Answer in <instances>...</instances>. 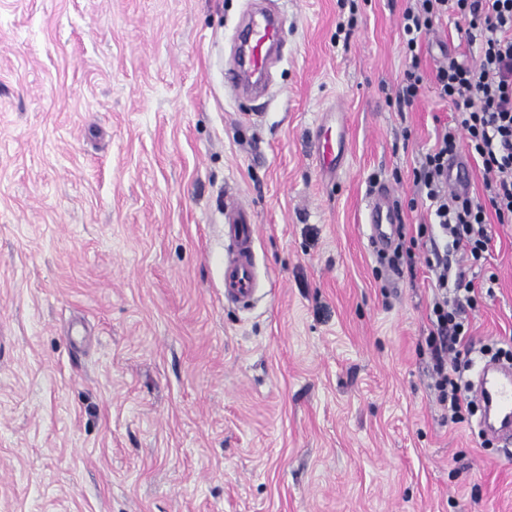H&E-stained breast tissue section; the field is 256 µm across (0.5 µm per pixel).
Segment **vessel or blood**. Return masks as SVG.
Masks as SVG:
<instances>
[{
    "instance_id": "1",
    "label": "vessel or blood",
    "mask_w": 512,
    "mask_h": 512,
    "mask_svg": "<svg viewBox=\"0 0 512 512\" xmlns=\"http://www.w3.org/2000/svg\"><path fill=\"white\" fill-rule=\"evenodd\" d=\"M282 20L265 10L252 11L237 48L236 66L225 69L224 85L231 90L264 89L267 62L279 45ZM317 150L323 171L335 172L346 159V124L335 119L333 127L319 128ZM449 185L457 193L468 192L469 163L457 157L448 166ZM369 244L375 249L388 246L393 226L399 223L397 203L389 190L374 189L365 204ZM256 226L251 211L235 200L224 203V297L250 301L260 285L256 262ZM472 390L480 403V430L494 440L512 442V365L485 363Z\"/></svg>"
}]
</instances>
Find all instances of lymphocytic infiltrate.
Wrapping results in <instances>:
<instances>
[{
	"instance_id": "lymphocytic-infiltrate-1",
	"label": "lymphocytic infiltrate",
	"mask_w": 512,
	"mask_h": 512,
	"mask_svg": "<svg viewBox=\"0 0 512 512\" xmlns=\"http://www.w3.org/2000/svg\"><path fill=\"white\" fill-rule=\"evenodd\" d=\"M448 18L479 55L470 62L446 51L435 67L436 93L456 116L413 171L415 194L431 217L418 232L430 250L420 259L396 244L387 266L398 274L421 261L432 274L431 328L424 342L437 401L448 422L457 423L475 410L464 378L471 364L460 361L459 348L469 336L466 313L476 295L460 260L480 261L491 246L493 223H512V0H412L400 19L408 61L398 88L403 104L415 102L425 81L421 43ZM463 152L481 164L483 201L449 188L448 161Z\"/></svg>"
}]
</instances>
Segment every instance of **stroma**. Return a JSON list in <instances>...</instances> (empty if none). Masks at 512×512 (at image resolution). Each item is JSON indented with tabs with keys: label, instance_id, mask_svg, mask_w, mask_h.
Wrapping results in <instances>:
<instances>
[{
	"label": "stroma",
	"instance_id": "1",
	"mask_svg": "<svg viewBox=\"0 0 512 512\" xmlns=\"http://www.w3.org/2000/svg\"><path fill=\"white\" fill-rule=\"evenodd\" d=\"M262 3L282 54L243 96L224 70L252 0H0V512H512V445L431 388L426 267L393 274L366 238L382 185L425 222L413 170L454 116L429 80L395 99L407 0ZM443 45L476 54L445 20L427 77ZM228 197L257 226L246 306L224 298ZM493 231L472 359L512 348ZM341 112L336 110L334 120L335 134H332V126L322 124L317 133V150L321 157V168L326 172H338L343 167L346 159V124L339 117Z\"/></svg>",
	"mask_w": 512,
	"mask_h": 512
}]
</instances>
